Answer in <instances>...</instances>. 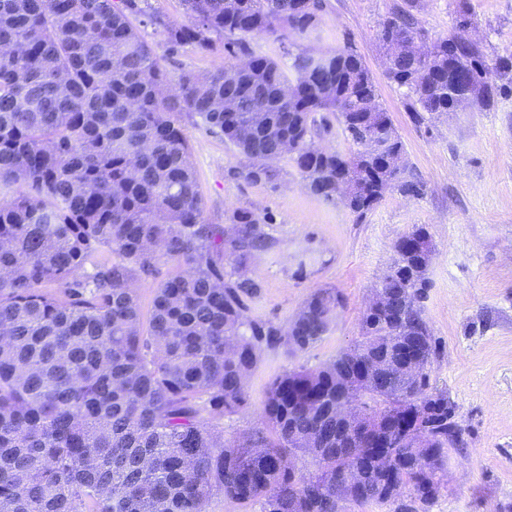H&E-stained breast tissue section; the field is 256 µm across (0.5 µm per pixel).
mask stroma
<instances>
[{
	"mask_svg": "<svg viewBox=\"0 0 512 512\" xmlns=\"http://www.w3.org/2000/svg\"><path fill=\"white\" fill-rule=\"evenodd\" d=\"M458 0H422V41L455 33ZM467 32L488 63L512 59V0H469ZM405 0H325L315 29L296 40L306 49L336 48L352 40L375 79L405 147V158L425 186L423 196L386 193L359 217L340 200L311 195L288 159L277 184L237 174L240 158L223 135L188 125L191 160L209 224L251 210L270 237L252 270L261 290L253 317L286 323L314 292L343 300L323 339L308 351L263 356L247 382L250 410L210 420L234 439L257 426L271 381L299 366L314 368L353 347L366 304L394 260V244L415 227L433 245L422 301L424 318L441 345L431 384L447 392L466 446L449 449L446 487L430 512H512V92L493 106L452 112L415 124L403 96L383 79L378 24ZM142 33L171 78L224 66L223 43L207 52L170 51L164 33Z\"/></svg>",
	"mask_w": 512,
	"mask_h": 512,
	"instance_id": "1",
	"label": "stroma"
}]
</instances>
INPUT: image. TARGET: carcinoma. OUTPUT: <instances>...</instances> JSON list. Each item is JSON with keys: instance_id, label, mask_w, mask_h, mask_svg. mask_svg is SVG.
Here are the masks:
<instances>
[{"instance_id": "carcinoma-1", "label": "carcinoma", "mask_w": 512, "mask_h": 512, "mask_svg": "<svg viewBox=\"0 0 512 512\" xmlns=\"http://www.w3.org/2000/svg\"><path fill=\"white\" fill-rule=\"evenodd\" d=\"M182 4L192 22L175 27L151 0H0V512H203L217 493L258 512H429L448 449L465 440L447 392L430 383L440 345L423 317L426 271L412 277L430 250L422 227L381 279L388 307L363 312L354 347L278 375L250 433L229 441L202 424L247 409L244 379L262 356L314 347L342 299L319 290L284 325L250 315L267 233L247 209L205 222L178 116L223 134L246 160L244 179L276 181L286 156L316 196L345 185L359 217L386 190L419 196L423 184L406 173L387 183L363 113L394 123L352 43L312 52L293 42L281 63L246 42L308 33L320 0L303 14L295 0ZM418 8L409 0L378 30L384 77L416 122L441 119L468 92L490 102L512 85V61L491 66L462 36L407 52ZM135 19L173 49L218 39L248 63L184 72L172 93ZM335 123L349 155L315 143ZM163 260L179 271L145 318L132 282ZM409 343L419 381L401 358ZM363 363L375 367L370 387ZM338 401L383 420L407 405L428 447L374 448L351 435L309 447L311 432L336 427L326 413Z\"/></svg>"}]
</instances>
